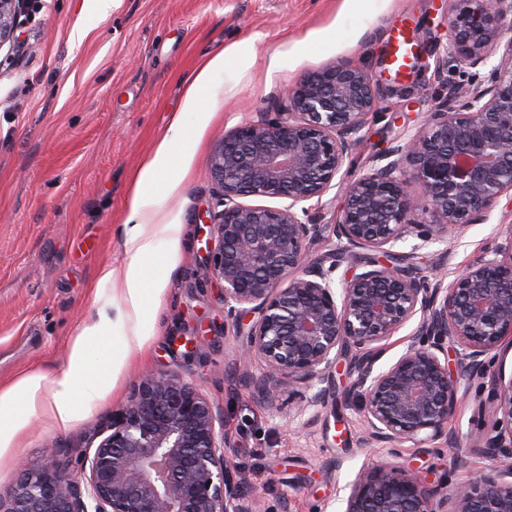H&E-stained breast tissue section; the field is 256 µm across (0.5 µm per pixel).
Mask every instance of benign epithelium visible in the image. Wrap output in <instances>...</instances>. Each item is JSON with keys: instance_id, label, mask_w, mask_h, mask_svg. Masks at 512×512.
<instances>
[{"instance_id": "7a95c632", "label": "benign epithelium", "mask_w": 512, "mask_h": 512, "mask_svg": "<svg viewBox=\"0 0 512 512\" xmlns=\"http://www.w3.org/2000/svg\"><path fill=\"white\" fill-rule=\"evenodd\" d=\"M27 0H0V47L13 38ZM512 0H450L451 59L470 68L499 59L476 86L456 87L459 108L440 105L403 143L379 151L368 171L344 181L378 90L366 69L336 61L286 91V112L224 136L209 160L218 186L204 274L221 284L224 317L257 358V396L274 407L302 387L296 413L328 403L336 363L351 355L350 392L375 459L349 485L345 512H512V379L491 372L512 340V227L449 283H431L413 265L417 251L489 217L512 195ZM409 165L413 180L404 174ZM344 181L335 241L311 258L324 225L307 203ZM419 192L411 189V182ZM244 197L288 201L250 206ZM410 238L409 252L395 247ZM350 271L336 277L346 262ZM405 352L375 370L382 343L414 317ZM457 368L451 369L448 354ZM491 376L501 415L471 452L494 460L453 494L422 472L395 464L403 444H448V421L472 377ZM220 412L175 371L148 373L112 413L110 434L79 477L51 456L20 466L0 490V512H257L242 496L216 429Z\"/></svg>"}]
</instances>
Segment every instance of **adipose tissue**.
Returning a JSON list of instances; mask_svg holds the SVG:
<instances>
[{"instance_id":"ef3b65f1","label":"adipose tissue","mask_w":512,"mask_h":512,"mask_svg":"<svg viewBox=\"0 0 512 512\" xmlns=\"http://www.w3.org/2000/svg\"><path fill=\"white\" fill-rule=\"evenodd\" d=\"M179 122H172L163 137L154 158L146 164L137 180V192L125 222L126 244L133 252L129 265L122 273V295L129 313L140 314L148 301L159 300L163 293L161 280L151 277L142 264V256L151 254L154 243L148 239L139 222L146 204L145 190L152 188L159 172L170 163V144L184 137ZM105 322L83 325L76 330L69 359V368L64 376L45 384L41 374L34 373L21 378L13 386L0 390V457L15 448L19 434L27 427L32 417L43 414L60 425H68L74 415L73 394L86 375L83 342L87 337L99 335Z\"/></svg>"}]
</instances>
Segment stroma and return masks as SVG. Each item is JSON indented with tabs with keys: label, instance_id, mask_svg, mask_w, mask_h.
Returning <instances> with one entry per match:
<instances>
[{
	"label": "stroma",
	"instance_id": "obj_1",
	"mask_svg": "<svg viewBox=\"0 0 512 512\" xmlns=\"http://www.w3.org/2000/svg\"><path fill=\"white\" fill-rule=\"evenodd\" d=\"M447 9L448 0H115L102 17L87 0H27L13 42L0 47V387L31 373L55 381L78 325L109 328L84 342L89 375L74 396V421L32 418L0 459V487L17 480L21 462L43 463L50 441L79 466L141 374L175 370L221 410L233 478L261 512H344L349 484L373 458L348 361L340 359L334 396L313 425L295 417L296 399L274 409L260 403L246 377L261 364L236 365L242 339L224 318L219 284L202 276V215L214 202L208 159L236 126L286 110L285 87L346 60L368 69L379 92L349 170L366 172L382 146L405 140L447 99L449 86L488 73L448 57ZM400 32L413 55L397 73L388 54ZM218 57L207 92L187 104L191 82ZM175 120L186 135L143 210L155 250L142 262L165 290L138 321L126 315L120 281L104 274L131 260L124 223L134 177ZM510 225L505 196L487 221L421 249L415 263L431 278L458 273ZM139 324L141 345L132 341ZM490 397L489 379L475 378L448 423L455 443L408 448L403 464L448 487L488 466L470 447L491 430L478 416Z\"/></svg>",
	"mask_w": 512,
	"mask_h": 512
}]
</instances>
